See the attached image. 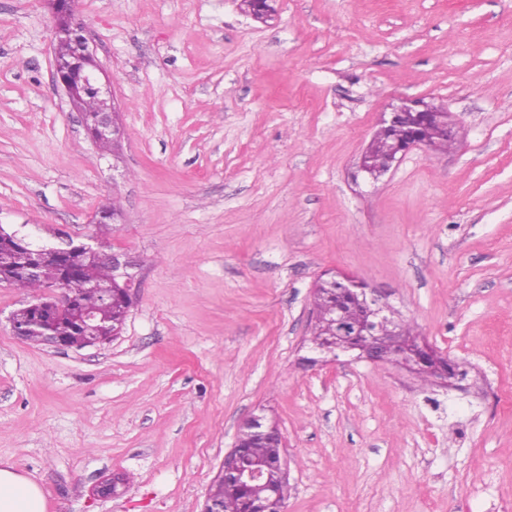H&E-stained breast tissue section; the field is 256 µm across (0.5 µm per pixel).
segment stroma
<instances>
[{"label":"stroma","mask_w":512,"mask_h":512,"mask_svg":"<svg viewBox=\"0 0 512 512\" xmlns=\"http://www.w3.org/2000/svg\"><path fill=\"white\" fill-rule=\"evenodd\" d=\"M74 0L121 106L100 149L53 81L48 0H0V227L133 261L121 333L16 339L0 286V467L48 512H201L250 415L285 512H512V0ZM464 135L358 169L395 97ZM116 204L119 221L98 223ZM364 281L466 389L309 364L313 289ZM126 482L100 497L113 474Z\"/></svg>","instance_id":"35a3bbf8"}]
</instances>
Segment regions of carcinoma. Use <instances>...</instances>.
I'll return each instance as SVG.
<instances>
[{
    "instance_id": "obj_1",
    "label": "carcinoma",
    "mask_w": 512,
    "mask_h": 512,
    "mask_svg": "<svg viewBox=\"0 0 512 512\" xmlns=\"http://www.w3.org/2000/svg\"><path fill=\"white\" fill-rule=\"evenodd\" d=\"M422 138L434 149L448 150L452 148L460 131L448 118V113L436 118L426 112H411L397 125L374 132L369 143V155L372 165L399 153L406 143L413 138ZM28 261V255L20 249H10L0 255V268L9 273ZM77 278L97 284V287L80 292V303L84 309L94 312L101 318L103 325L112 329L125 323L130 304L126 302L121 290L122 281L114 277L112 268L99 257L85 253L78 257ZM61 271L53 261L40 266L34 277L16 276L9 285L24 292L35 293L45 288L60 284ZM353 287L342 280L321 278L314 292L315 324L311 330L310 344L318 348L325 343L342 345L336 337L334 311L336 303L346 301L344 316L350 323L358 322L360 310L349 301V292ZM53 332L65 337L69 343L78 348L84 342L83 330L76 326L68 317L60 316L46 324V327L27 336V340L41 344L44 333ZM415 336L414 325L405 319L395 316L387 318L377 330V340L393 350L400 338ZM237 450L250 462L272 464L280 455V441L272 436L257 435L248 428L243 429L237 440ZM210 496L224 502V512H256L263 504L264 494L250 484H226L217 480L210 490Z\"/></svg>"
}]
</instances>
